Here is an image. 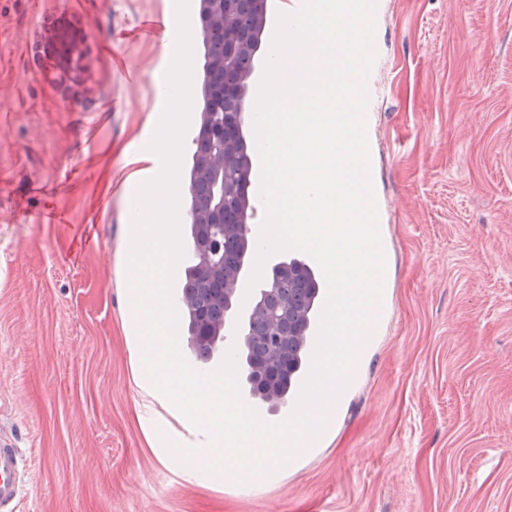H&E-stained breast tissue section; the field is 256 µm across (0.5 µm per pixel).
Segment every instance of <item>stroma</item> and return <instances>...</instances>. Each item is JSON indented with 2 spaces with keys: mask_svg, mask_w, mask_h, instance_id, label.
Here are the masks:
<instances>
[{
  "mask_svg": "<svg viewBox=\"0 0 512 512\" xmlns=\"http://www.w3.org/2000/svg\"><path fill=\"white\" fill-rule=\"evenodd\" d=\"M174 0H0V438L15 512H512V0H379L388 322L326 440L261 484L163 457L123 249ZM276 22L268 13L243 130ZM24 460L10 440H0V511L13 512V502L21 497Z\"/></svg>",
  "mask_w": 512,
  "mask_h": 512,
  "instance_id": "35a3bbf8",
  "label": "stroma"
}]
</instances>
